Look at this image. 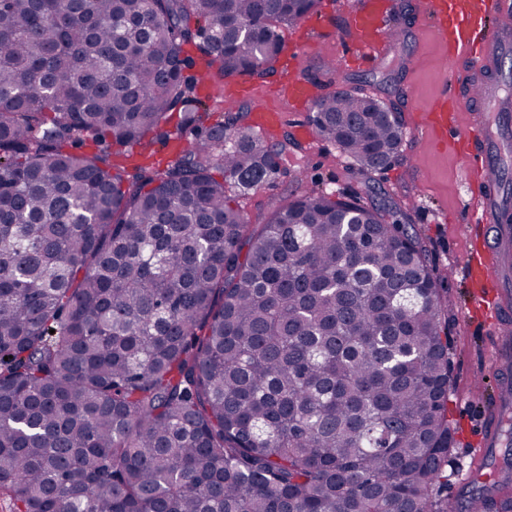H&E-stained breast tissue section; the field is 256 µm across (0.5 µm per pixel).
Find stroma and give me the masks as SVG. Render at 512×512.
Here are the masks:
<instances>
[{"label":"stroma","mask_w":512,"mask_h":512,"mask_svg":"<svg viewBox=\"0 0 512 512\" xmlns=\"http://www.w3.org/2000/svg\"><path fill=\"white\" fill-rule=\"evenodd\" d=\"M358 0H320L316 13L282 30L286 50L294 61L291 75L316 79L323 92L361 89L400 112L404 139L387 169L359 175L335 144L314 138H294L295 126L308 122L310 106L301 111L285 108V122L273 135L287 143L284 165L288 171L276 185L239 196L250 223L261 224L279 205L303 192L341 195L369 208L398 212L424 239L427 260L438 272L448 273L443 293L448 303V361L451 390L448 419L454 442L448 455V486L457 488L469 475L478 446L479 418L495 391L492 330L469 311L471 284L463 267L473 248L475 225L464 223L470 205L466 188L468 161L451 136L430 132L427 114L438 100L452 93L448 47L428 31L430 20L424 0H387L388 27L406 32L403 43L391 44L370 67L352 54L354 36L348 14ZM336 72L326 75L325 62ZM275 77H250L249 93L225 100H210L214 119L227 110H252L258 102L280 105L273 87Z\"/></svg>","instance_id":"1"}]
</instances>
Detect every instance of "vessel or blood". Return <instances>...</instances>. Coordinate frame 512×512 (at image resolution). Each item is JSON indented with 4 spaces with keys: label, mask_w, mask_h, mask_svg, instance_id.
Instances as JSON below:
<instances>
[{
    "label": "vessel or blood",
    "mask_w": 512,
    "mask_h": 512,
    "mask_svg": "<svg viewBox=\"0 0 512 512\" xmlns=\"http://www.w3.org/2000/svg\"><path fill=\"white\" fill-rule=\"evenodd\" d=\"M384 0H364L362 8L351 12L349 25L355 51L363 61H371L387 42L381 21ZM427 15L433 33L446 41L456 86L455 99L469 117L457 133L475 160L480 173L468 180L475 201L468 221L482 226L483 254L469 255L466 269L474 283L493 277V290L477 292L473 306L485 311L497 333L493 343V363L499 371L498 399L482 417L478 455L504 445L503 415L512 409V280L501 272V250L512 241V202L501 189L498 177L512 170V0H428ZM279 94L292 105L314 97L311 83L283 78ZM283 113L270 105H258L252 128L267 136L282 126Z\"/></svg>",
    "instance_id": "1"
}]
</instances>
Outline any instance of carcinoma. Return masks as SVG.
<instances>
[{
  "mask_svg": "<svg viewBox=\"0 0 512 512\" xmlns=\"http://www.w3.org/2000/svg\"><path fill=\"white\" fill-rule=\"evenodd\" d=\"M319 0H0V494L13 512H448L443 279L410 224L306 192L197 74L265 78ZM186 137L163 167L111 144ZM315 133L368 173L401 116ZM91 141L93 155L65 150ZM55 333H49V330ZM467 512H512L484 486Z\"/></svg>",
  "mask_w": 512,
  "mask_h": 512,
  "instance_id": "cac0c4a2",
  "label": "carcinoma"
}]
</instances>
